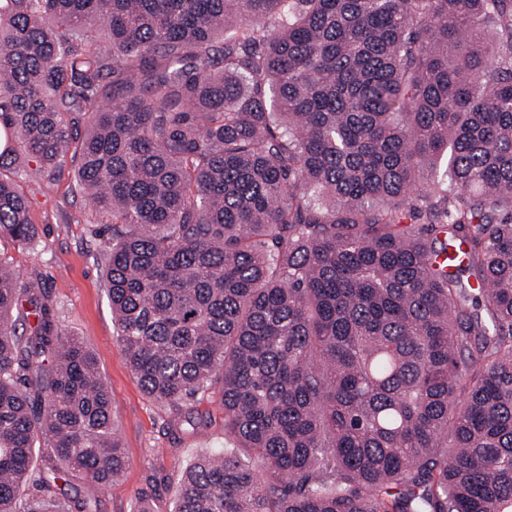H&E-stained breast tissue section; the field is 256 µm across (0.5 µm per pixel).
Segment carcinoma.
I'll use <instances>...</instances> for the list:
<instances>
[{"mask_svg": "<svg viewBox=\"0 0 512 512\" xmlns=\"http://www.w3.org/2000/svg\"><path fill=\"white\" fill-rule=\"evenodd\" d=\"M0 122L112 232L144 393L221 375L173 512H512V0H0ZM36 236L0 174V238ZM39 437L45 484L124 470L94 356L0 260V512H96L31 492Z\"/></svg>", "mask_w": 512, "mask_h": 512, "instance_id": "carcinoma-1", "label": "carcinoma"}]
</instances>
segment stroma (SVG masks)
<instances>
[{"label":"stroma","mask_w":512,"mask_h":512,"mask_svg":"<svg viewBox=\"0 0 512 512\" xmlns=\"http://www.w3.org/2000/svg\"><path fill=\"white\" fill-rule=\"evenodd\" d=\"M24 191L39 236L23 246L0 239V260L22 285L45 289L59 331L77 337L94 356L112 395V422L126 455L125 470L112 483L98 486L76 473L61 489L96 500L97 512H135L141 497L154 512H171L186 466L224 445L221 385L213 383L204 398L177 405L150 400L119 342L107 297L105 235L78 192L73 170L65 169L53 190L29 180Z\"/></svg>","instance_id":"stroma-1"}]
</instances>
